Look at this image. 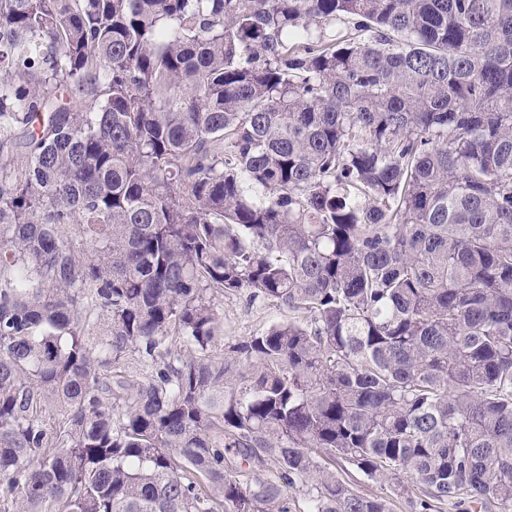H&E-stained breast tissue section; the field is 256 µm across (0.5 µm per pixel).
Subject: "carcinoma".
<instances>
[{
	"instance_id": "obj_1",
	"label": "carcinoma",
	"mask_w": 512,
	"mask_h": 512,
	"mask_svg": "<svg viewBox=\"0 0 512 512\" xmlns=\"http://www.w3.org/2000/svg\"><path fill=\"white\" fill-rule=\"evenodd\" d=\"M338 460L512 512V0H0L3 512H394ZM220 308L224 336L218 352L224 350V340L235 342L246 340L260 333L270 324L288 318V310L270 302L252 301L246 293L220 296ZM224 352V351H223Z\"/></svg>"
}]
</instances>
